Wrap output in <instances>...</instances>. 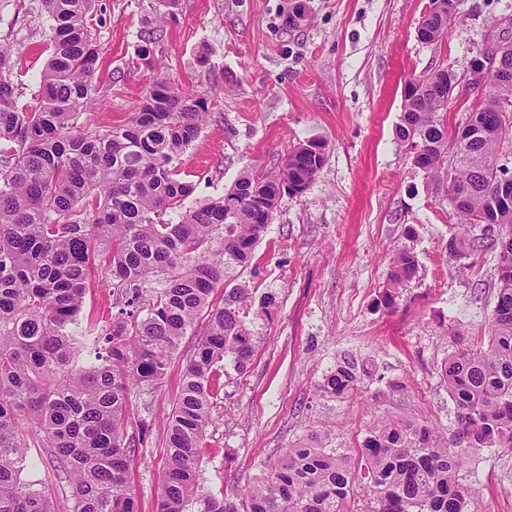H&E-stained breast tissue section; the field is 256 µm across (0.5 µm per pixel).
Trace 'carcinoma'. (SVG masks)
Masks as SVG:
<instances>
[{"instance_id":"carcinoma-1","label":"carcinoma","mask_w":512,"mask_h":512,"mask_svg":"<svg viewBox=\"0 0 512 512\" xmlns=\"http://www.w3.org/2000/svg\"><path fill=\"white\" fill-rule=\"evenodd\" d=\"M449 0H433L422 24L448 34ZM51 51L33 109L18 105L0 46V512H60L57 499L25 477L30 448H50L72 488V512H138L130 486L146 419L128 433L136 392L165 378L182 340L206 318L173 405L156 512H471L475 489L459 482L471 448L512 449V206L501 201L494 166L512 165V82H489L464 122L448 130L437 85L402 103L398 137L422 155L416 167L468 184L455 207L449 256L496 253L498 285L488 340L448 354L442 376L455 401L451 433L416 415L382 413L353 455L314 432L260 465L244 487L218 497L201 476V448L214 392L232 368L254 361L256 323L271 316L272 293L254 305L245 285L226 290L227 270L252 261L283 196L306 192L326 162V145L289 151L276 174L247 172L224 195L167 219L192 196L180 157L198 138L206 99L157 74L127 122L100 131L78 116L98 94L100 46L88 18L95 0H45ZM217 243L205 253L201 247ZM413 252L396 250L381 294L391 309L415 278ZM115 296L107 324L81 320L94 271ZM85 366L76 354L88 337ZM372 369L345 357L323 376L325 395L345 399Z\"/></svg>"}]
</instances>
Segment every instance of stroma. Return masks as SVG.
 <instances>
[{
	"label": "stroma",
	"instance_id": "35a3bbf8",
	"mask_svg": "<svg viewBox=\"0 0 512 512\" xmlns=\"http://www.w3.org/2000/svg\"><path fill=\"white\" fill-rule=\"evenodd\" d=\"M294 0H98L102 57L95 82L94 127L112 128L136 112L153 74L205 94L206 121L181 157L192 202L224 194L246 171H274L295 144L319 139L327 160L303 194L284 196L247 269L231 270L225 288L245 282L277 304L260 322L246 376L224 377L204 439L202 475L214 494L233 493L261 461L321 429L330 447L354 453L372 420L375 394L395 415L409 412L452 430L456 406L441 364L457 347L455 328L487 336L495 305L493 252L460 273L448 260L458 220L448 184L415 167L395 135L409 79L445 67L465 75L485 34L512 16V0H458L439 43L417 29L430 0H306L294 30L283 18ZM162 18L164 39L151 66L138 64L142 32ZM43 0H0V45L11 49L10 75L31 104L50 52ZM415 252V279L395 309L377 304L394 250ZM190 332L166 378L134 397L132 416L152 434L135 454L131 486L139 512H155L161 492L168 416L197 343ZM344 354L370 360L373 373L348 401L318 385ZM463 483L480 493L475 512H512V451L471 452Z\"/></svg>",
	"mask_w": 512,
	"mask_h": 512
}]
</instances>
